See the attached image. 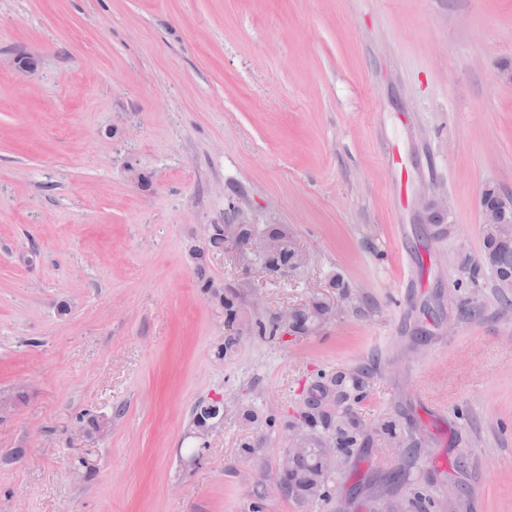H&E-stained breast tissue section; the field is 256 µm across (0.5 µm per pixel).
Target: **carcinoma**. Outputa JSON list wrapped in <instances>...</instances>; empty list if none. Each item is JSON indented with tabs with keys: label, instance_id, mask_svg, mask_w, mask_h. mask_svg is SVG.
<instances>
[{
	"label": "carcinoma",
	"instance_id": "carcinoma-1",
	"mask_svg": "<svg viewBox=\"0 0 512 512\" xmlns=\"http://www.w3.org/2000/svg\"><path fill=\"white\" fill-rule=\"evenodd\" d=\"M257 235L281 239L277 254L261 257L265 268L273 272L294 268L295 247L288 227L284 225H273L258 232L250 224H217L208 241L189 247V256L197 265V287L222 309L224 321L227 323L232 324L237 319L238 296L231 290H224L222 284L206 275V254L224 250V244L229 236L234 237L240 244L249 245ZM484 249L487 257L480 261L473 260L468 265L471 282H477L486 272L495 278L502 273H512V244L491 242L484 244ZM328 315V307L321 303H315L306 309H297L290 330L299 335H306L324 323ZM322 379L323 376H318L305 407L289 416V419L282 423V427L289 429L296 422L303 423L317 448H329L333 445L338 448L370 445L371 441L362 437V430L354 411V405L362 401V380L356 376L348 380L341 375L337 376L335 382L339 390L336 392V403L331 405L328 402L329 393Z\"/></svg>",
	"mask_w": 512,
	"mask_h": 512
}]
</instances>
